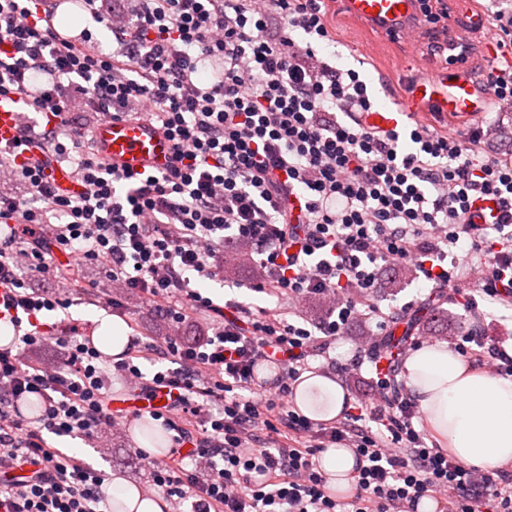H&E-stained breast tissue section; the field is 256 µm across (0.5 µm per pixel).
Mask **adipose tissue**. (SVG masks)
<instances>
[{
    "label": "adipose tissue",
    "mask_w": 512,
    "mask_h": 512,
    "mask_svg": "<svg viewBox=\"0 0 512 512\" xmlns=\"http://www.w3.org/2000/svg\"><path fill=\"white\" fill-rule=\"evenodd\" d=\"M86 317L94 325L93 345L108 356H122L128 344L124 321L102 310L87 312ZM402 378L426 425L456 459L486 472L512 464V378L475 371L444 343L416 350L406 359ZM293 398L300 413L316 421L335 419L349 402L333 377L310 372L296 383ZM319 466L333 492H349L355 475L350 449H326ZM107 493L123 501L125 512H167L162 497L118 476Z\"/></svg>",
    "instance_id": "adipose-tissue-1"
}]
</instances>
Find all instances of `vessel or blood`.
Returning a JSON list of instances; mask_svg holds the SVG:
<instances>
[{"instance_id":"b4317fda","label":"vessel or blood","mask_w":512,"mask_h":512,"mask_svg":"<svg viewBox=\"0 0 512 512\" xmlns=\"http://www.w3.org/2000/svg\"><path fill=\"white\" fill-rule=\"evenodd\" d=\"M346 11L382 35L407 36L420 22L417 0H343ZM432 101L439 112L471 115L480 112L482 95L468 73L449 79L447 69H437L409 82L401 112L416 111ZM23 103L17 97L0 99V143L15 139ZM100 153L118 169L132 173L162 171L173 158L169 140L149 122L129 118H106L93 130Z\"/></svg>"}]
</instances>
